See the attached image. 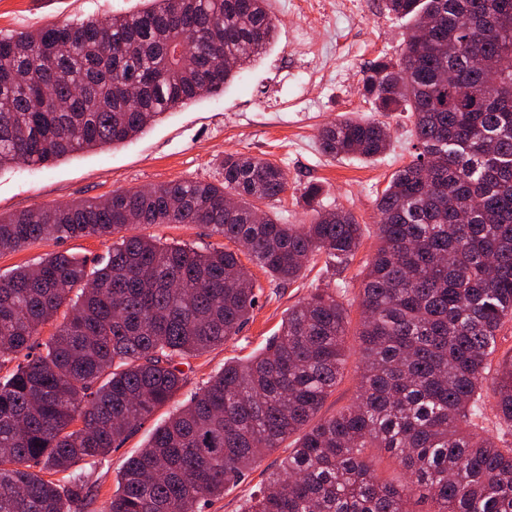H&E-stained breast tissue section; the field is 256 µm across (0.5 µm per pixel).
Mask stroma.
Returning <instances> with one entry per match:
<instances>
[{
    "mask_svg": "<svg viewBox=\"0 0 512 512\" xmlns=\"http://www.w3.org/2000/svg\"><path fill=\"white\" fill-rule=\"evenodd\" d=\"M143 7L142 0H0V31L32 30L75 19L103 20L134 14ZM270 9L278 21L275 45L227 85L223 94L165 113L130 143L89 148L43 168L14 164L0 169V214L9 215L170 181H212L219 177L218 164L225 154L247 152L278 163L286 172L288 190L274 206L284 222H309L312 213L304 207L301 195L308 183L316 182L323 187L320 206L350 211L363 229L358 253L338 277L320 259L286 285L271 282L264 270L251 266L261 291L249 321L223 345L190 358L186 382L175 397L114 445L91 471L90 495L81 512H98L114 493L125 461L147 444L172 411L188 403L225 363L264 348L289 308L337 280L342 286L336 297L349 311L348 357L323 415L336 414L355 395L360 374L359 274L377 247L376 196L411 159L412 122L405 112L386 115L391 146L373 160L326 157L318 149V132L344 115L373 116L372 104L360 93L363 73L376 58L400 54L407 22L389 15L385 0H350L341 13L331 11L327 0H270ZM129 232L202 251L234 247L233 242L197 224H139ZM119 239L114 233L39 240L0 253V276L57 252L77 255L92 265L104 259ZM280 457L277 451L267 454L223 497L208 501L203 512H241L242 504L258 490Z\"/></svg>",
    "mask_w": 512,
    "mask_h": 512,
    "instance_id": "obj_1",
    "label": "stroma"
}]
</instances>
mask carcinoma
I'll return each instance as SVG.
<instances>
[{"label": "carcinoma", "mask_w": 512, "mask_h": 512, "mask_svg": "<svg viewBox=\"0 0 512 512\" xmlns=\"http://www.w3.org/2000/svg\"><path fill=\"white\" fill-rule=\"evenodd\" d=\"M132 15L0 33V167L46 166L126 143L164 113L224 92L275 41L268 0H146ZM414 25L365 70L379 112H408L410 162L377 196L378 246L357 301L362 360L349 406L321 415L346 362L348 312L316 289L265 349L229 362L130 457L100 512H202L293 435L243 512H512V448L478 432L485 372L512 320V0H386ZM332 159L391 145L376 118L324 126ZM220 178L172 181L0 216V252L134 224H200L242 245L279 284L325 255L341 273L362 243L343 209L283 224L284 169L227 154ZM257 285L238 254L137 235L98 266L57 253L0 277V512H78L86 469L181 389L182 361L250 318ZM67 308L55 333L40 328ZM512 426V356L492 383ZM373 448L406 470L393 484ZM61 478H56V475Z\"/></svg>", "instance_id": "carcinoma-1"}]
</instances>
